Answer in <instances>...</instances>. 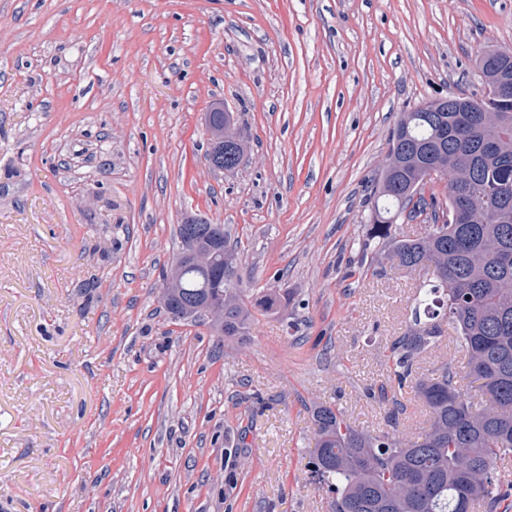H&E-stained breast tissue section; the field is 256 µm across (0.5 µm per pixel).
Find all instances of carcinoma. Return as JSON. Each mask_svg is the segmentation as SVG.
<instances>
[{
	"label": "carcinoma",
	"instance_id": "1",
	"mask_svg": "<svg viewBox=\"0 0 512 512\" xmlns=\"http://www.w3.org/2000/svg\"><path fill=\"white\" fill-rule=\"evenodd\" d=\"M483 112H450L442 98L401 113L387 153L410 158L400 168L380 171L374 206L362 250L398 260L409 272L428 267L433 278L417 289L411 320L391 346L398 389L409 388L429 411V426L417 436L392 427L371 432L353 427L336 408L319 404L312 410L315 446L307 463L311 477L329 494L328 512H496L507 482L500 462L512 458V157L505 160L482 152L477 143L512 135V100L472 93ZM233 114L207 113L206 156L224 158L232 167L243 149L233 131ZM460 151L472 156L475 178L467 196L459 198L423 171L448 163ZM463 203L486 211L483 224H452L453 207ZM425 224L422 235H404L401 225ZM181 248L163 283L167 311L175 319H196L217 305L224 319L212 322L226 340L248 335L253 310L276 312L290 297L276 290L252 294L238 287V251L222 224L178 227ZM220 251L218 261L203 269L202 251ZM455 335L467 358L461 374L451 360L428 373L419 361L439 348L444 328ZM468 380L467 386L461 381ZM414 494L397 497L403 481Z\"/></svg>",
	"mask_w": 512,
	"mask_h": 512
}]
</instances>
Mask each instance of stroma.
<instances>
[{
  "label": "stroma",
  "mask_w": 512,
  "mask_h": 512,
  "mask_svg": "<svg viewBox=\"0 0 512 512\" xmlns=\"http://www.w3.org/2000/svg\"><path fill=\"white\" fill-rule=\"evenodd\" d=\"M497 47L512 0H0V512H326L310 409L388 430L419 283L362 255L378 163ZM187 218L291 297L246 345L160 301ZM233 125V114L230 112L216 109L207 113L206 127L210 138L205 158L208 160L210 156L224 157V169L222 170H232L235 154L243 150L242 141L238 140L240 137L233 131Z\"/></svg>",
  "instance_id": "stroma-1"
}]
</instances>
